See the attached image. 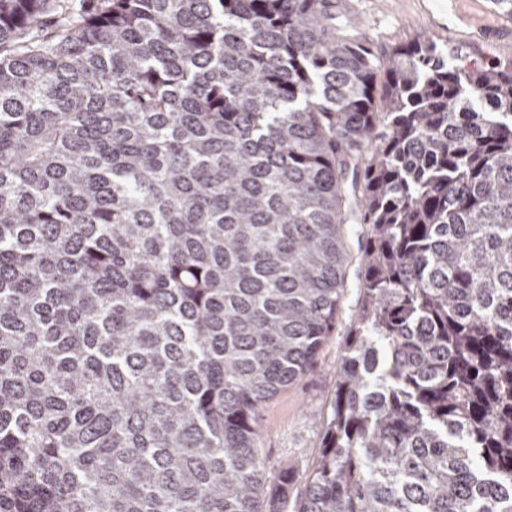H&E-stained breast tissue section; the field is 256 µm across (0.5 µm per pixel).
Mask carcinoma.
<instances>
[{"instance_id":"cac0c4a2","label":"carcinoma","mask_w":512,"mask_h":512,"mask_svg":"<svg viewBox=\"0 0 512 512\" xmlns=\"http://www.w3.org/2000/svg\"><path fill=\"white\" fill-rule=\"evenodd\" d=\"M350 224L297 512H512V72L345 0H0V512H285ZM357 234L359 229L354 227L346 237L353 260L346 270L344 302L336 329L319 352L314 373L268 401L258 419L256 441L266 485L276 486L285 472L293 476L286 512H296L298 492L315 465L336 395V368L345 353L347 327L357 310L361 253Z\"/></svg>"}]
</instances>
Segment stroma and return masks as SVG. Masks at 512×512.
Masks as SVG:
<instances>
[{
  "label": "stroma",
  "instance_id": "35a3bbf8",
  "mask_svg": "<svg viewBox=\"0 0 512 512\" xmlns=\"http://www.w3.org/2000/svg\"><path fill=\"white\" fill-rule=\"evenodd\" d=\"M361 19V31L378 47L430 37L459 51L467 62L505 66L512 62V15L491 0H351ZM346 248L353 258L345 277V297L339 321L323 344L314 373L268 401L260 412L257 446L267 486H276L283 473L293 477L294 491L286 512H296L303 489L318 457L336 395V368L346 348V330L358 301L360 256L356 231H349Z\"/></svg>",
  "mask_w": 512,
  "mask_h": 512
}]
</instances>
